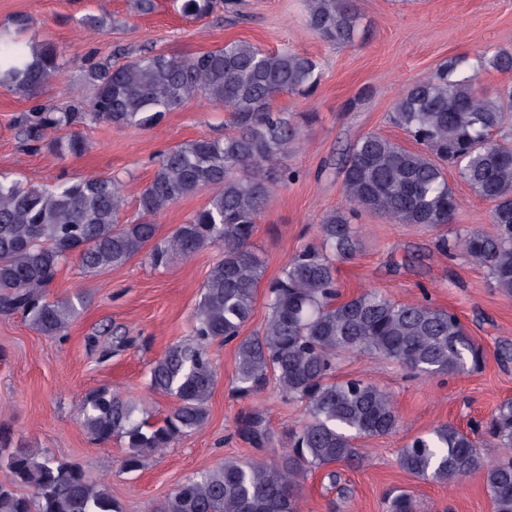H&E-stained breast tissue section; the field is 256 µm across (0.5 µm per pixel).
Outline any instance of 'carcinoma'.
I'll return each mask as SVG.
<instances>
[{
  "label": "carcinoma",
  "mask_w": 512,
  "mask_h": 512,
  "mask_svg": "<svg viewBox=\"0 0 512 512\" xmlns=\"http://www.w3.org/2000/svg\"><path fill=\"white\" fill-rule=\"evenodd\" d=\"M308 29L336 47L355 41L360 12L355 0H304ZM236 0H174L185 18H204ZM65 69L50 44L35 45L0 34V87L33 96ZM512 70V51L497 49L476 63L461 57L413 82L396 101L391 120L419 145L408 149L377 133L356 141L339 166L346 207L325 213L322 246H305L262 283L264 260L253 250L256 224L270 194L299 177L285 164L315 121L313 112L273 108L289 94L308 98L321 81L319 63L287 47L260 48L233 41L196 55L146 53L123 60L86 58L93 94L67 109L42 105L25 120L37 147L57 157H79L87 143L76 127L107 124L150 129L190 98L224 107V135L169 146L137 200V218L123 220L121 181L111 175L23 184L0 174V313H20L41 334L66 335L82 297L49 300L45 290L61 266L77 259L89 272H106L145 253L155 267L218 251L203 285L191 339L171 347L149 368L152 391L175 406L159 422L109 388L90 393L81 406L82 424L101 442L122 439L127 473L147 457L202 429L217 383L209 346L235 344L234 391L250 397L273 384L286 402L305 407L306 418L288 432L286 448L270 462L225 461L179 484L150 512H299L307 474L357 459L356 440L393 433L399 417L393 397L363 378L331 380L346 353L391 359L419 374H458L481 366L482 348L458 316L423 296L397 303L367 290L339 300L333 258L360 248L353 219L361 211L395 224L439 229L452 222L460 201L445 167L490 206L497 232L468 230L443 251L465 254L486 269L494 287L512 295V139L497 138L512 125V88L494 96L479 89L482 71ZM209 189L207 204L170 236L157 239L154 218L169 205ZM265 288V326L249 336L242 328ZM493 436L512 448V401L497 408ZM238 433L256 448L273 444L262 415L247 413ZM406 473L453 486L476 473L495 512H512V458L487 462L469 434L450 424L410 440L399 452ZM0 512H123L108 483L79 464L50 452L9 447L0 430ZM25 487L28 492H20ZM386 512H415L405 491L390 496Z\"/></svg>",
  "instance_id": "1"
}]
</instances>
